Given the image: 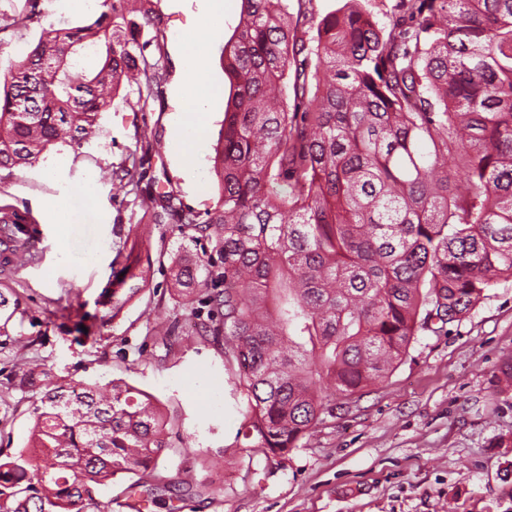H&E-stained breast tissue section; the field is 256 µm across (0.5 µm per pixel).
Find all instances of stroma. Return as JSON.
<instances>
[{"label":"stroma","instance_id":"obj_1","mask_svg":"<svg viewBox=\"0 0 512 512\" xmlns=\"http://www.w3.org/2000/svg\"><path fill=\"white\" fill-rule=\"evenodd\" d=\"M99 0L78 9L43 0L41 22L25 21V0H0V62L22 60L42 28L72 27ZM163 25L151 48L166 82L161 97L141 105L122 83L94 134L75 149L58 144L39 162L0 179V205L30 215L43 261L0 268V289H13L21 316L0 343V451L25 448L42 388L21 383L29 368L103 385L124 380L157 399L169 424L158 471L186 487L170 507L147 512H512V387L499 365L512 353V280L498 282L444 336H418L403 362L356 402L330 403L312 432L286 460L233 447L240 395L225 381L224 345L180 325L183 309L171 291L175 224H154L150 199L171 191L203 213L218 198L213 172L224 102L201 142L172 143L168 127L181 101L174 93L182 63L178 35H192L190 0H156ZM191 152L194 174L177 161ZM140 160L134 193L118 174L129 154ZM93 185L97 206L59 241L46 221L51 199ZM136 247L147 283L109 323L101 300Z\"/></svg>","mask_w":512,"mask_h":512}]
</instances>
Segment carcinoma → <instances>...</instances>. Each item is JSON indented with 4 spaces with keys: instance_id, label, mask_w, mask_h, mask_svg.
I'll use <instances>...</instances> for the list:
<instances>
[{
    "instance_id": "obj_1",
    "label": "carcinoma",
    "mask_w": 512,
    "mask_h": 512,
    "mask_svg": "<svg viewBox=\"0 0 512 512\" xmlns=\"http://www.w3.org/2000/svg\"><path fill=\"white\" fill-rule=\"evenodd\" d=\"M130 2L42 29L8 64L0 171L81 145L124 78L160 92L144 33L161 16ZM312 2L242 0L224 43L215 207L202 215L165 191L147 207L213 244L216 262L179 244L172 288L187 319L224 341L226 383L246 400L233 447L281 459L329 401H355L417 336L448 335L512 279V0H397L384 26L373 0L321 17ZM138 169L127 157L124 187ZM145 282L132 247L111 317ZM12 296L0 290V336L19 311ZM39 378L29 449L0 457V512H104L96 489L119 477L152 503L178 491L157 472L166 420L151 397L25 374Z\"/></svg>"
}]
</instances>
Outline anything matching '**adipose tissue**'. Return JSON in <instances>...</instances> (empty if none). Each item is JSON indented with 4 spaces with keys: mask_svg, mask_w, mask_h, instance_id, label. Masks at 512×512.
Segmentation results:
<instances>
[{
    "mask_svg": "<svg viewBox=\"0 0 512 512\" xmlns=\"http://www.w3.org/2000/svg\"><path fill=\"white\" fill-rule=\"evenodd\" d=\"M209 53L206 41H194L185 53V61L179 83V92L185 99L186 109L175 122L172 132L177 142H190L205 138L209 127L211 100L220 90L208 80ZM96 205V196L86 187H78L70 193L55 198L46 215L57 224L59 232H66L68 225L77 223L79 210H89Z\"/></svg>",
    "mask_w": 512,
    "mask_h": 512,
    "instance_id": "obj_1",
    "label": "adipose tissue"
}]
</instances>
